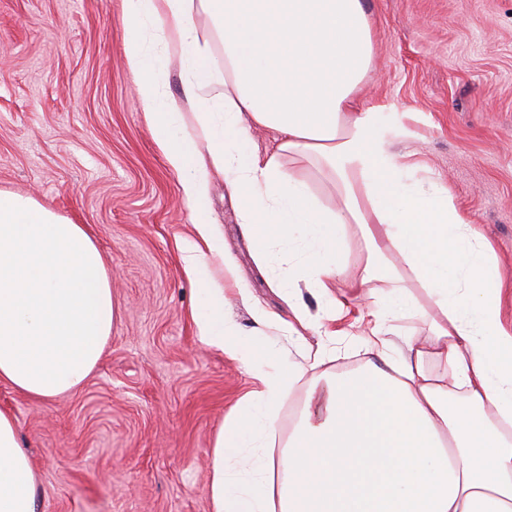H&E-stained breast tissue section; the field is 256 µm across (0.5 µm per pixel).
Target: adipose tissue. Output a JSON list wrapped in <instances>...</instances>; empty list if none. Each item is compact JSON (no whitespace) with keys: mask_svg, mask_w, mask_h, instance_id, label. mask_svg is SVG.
<instances>
[{"mask_svg":"<svg viewBox=\"0 0 512 512\" xmlns=\"http://www.w3.org/2000/svg\"><path fill=\"white\" fill-rule=\"evenodd\" d=\"M124 55L137 100L181 177L199 242L183 257L197 284L201 340L243 366L256 387L230 410L208 450V512H512V325L491 246L470 232L447 188L421 186L419 164L392 151L383 107L358 96L373 64L363 0H123ZM208 15L201 25L199 15ZM178 56L182 94L165 88ZM275 131L259 151L252 132ZM295 167H285L284 157ZM336 176L338 202L315 196L302 167ZM220 174L257 253L302 247L273 280L293 319L305 284L336 318L339 295L369 298L368 358L307 390L278 459L241 470L249 448L274 445L278 410L301 379L291 364L252 368L238 324L224 312L213 267L226 264L209 181ZM368 251L357 273L348 233ZM436 311L426 341L391 354L394 321ZM118 317L105 262L81 225L0 190V383L36 402L78 389L97 367ZM0 512H40L31 457L0 410Z\"/></svg>","mask_w":512,"mask_h":512,"instance_id":"1","label":"adipose tissue"}]
</instances>
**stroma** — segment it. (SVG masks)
I'll use <instances>...</instances> for the list:
<instances>
[{"label":"stroma","mask_w":512,"mask_h":512,"mask_svg":"<svg viewBox=\"0 0 512 512\" xmlns=\"http://www.w3.org/2000/svg\"><path fill=\"white\" fill-rule=\"evenodd\" d=\"M374 69L363 106H387L392 149L448 188L471 231L491 243L512 323V0H366ZM123 0H0V190L28 195L82 225L103 254L119 308L96 369L76 392L34 402L0 384L40 482V512H208V449L254 387L238 360L204 345L196 284L183 255L195 239L180 177L167 163L128 66ZM221 247L250 304L226 311L259 365L324 348L312 376L360 366L358 328L290 336L271 288L298 255L257 257L236 205L213 175ZM275 313L257 326L252 306Z\"/></svg>","instance_id":"1"}]
</instances>
